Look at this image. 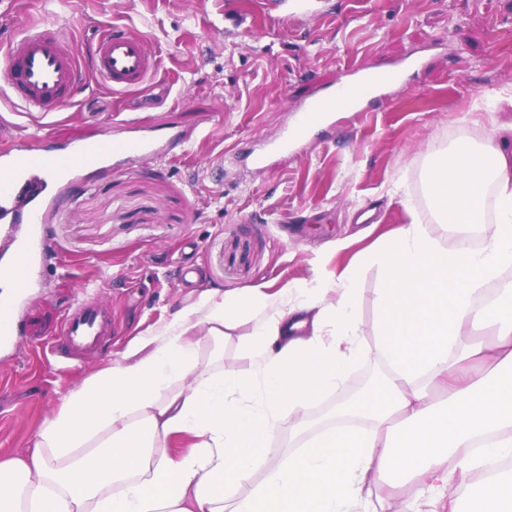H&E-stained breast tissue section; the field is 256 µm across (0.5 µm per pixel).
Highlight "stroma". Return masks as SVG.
<instances>
[{
    "instance_id": "stroma-1",
    "label": "stroma",
    "mask_w": 512,
    "mask_h": 512,
    "mask_svg": "<svg viewBox=\"0 0 512 512\" xmlns=\"http://www.w3.org/2000/svg\"><path fill=\"white\" fill-rule=\"evenodd\" d=\"M46 27L65 30L89 55L106 24L134 28L160 57L143 89L115 93L87 76L76 100L50 113L0 105V145L34 133L71 141L141 118L187 131L182 156L136 162L58 184L46 225L68 261L47 271L17 307L34 336L78 293L112 310V334L72 372L22 341L0 348V459L25 454L46 417L84 379L127 352L148 330L191 309L206 289L276 294L339 273L360 249L353 236L382 235L418 216L433 225L431 155L459 139L483 147L512 108L496 96L512 87V0H326L324 22L284 24L263 0H16ZM425 67L389 89L359 117L341 113L303 152L253 171L226 152L276 135L315 84L339 81L349 63L389 70L407 58ZM224 165L223 181L212 175ZM194 269L184 282L180 267ZM376 268L356 282L365 353L339 395L283 414L271 445L294 452L316 432L337 397L386 377L374 344ZM247 325L225 328L223 344L200 347L201 367L248 376Z\"/></svg>"
}]
</instances>
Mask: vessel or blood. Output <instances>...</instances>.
Returning a JSON list of instances; mask_svg holds the SVG:
<instances>
[{"label":"vessel or blood","mask_w":512,"mask_h":512,"mask_svg":"<svg viewBox=\"0 0 512 512\" xmlns=\"http://www.w3.org/2000/svg\"><path fill=\"white\" fill-rule=\"evenodd\" d=\"M0 56L10 72L0 97L26 112H54L68 104L81 85L84 69H91L112 91L123 92L147 83L158 67V56L145 38L118 24L99 30L87 64L72 41L37 21L23 25ZM346 73L343 83L327 85L304 100L278 138L247 152L250 165L261 170L273 158L302 151L312 129L335 125L340 112H364L368 101L382 100L404 77L400 70L369 72L353 63ZM187 142L182 132L135 120L125 123L122 132L106 131L65 145L27 135L1 147L0 236L10 238L11 248L0 254V276L12 282L16 296L25 295L51 249L44 219L53 178L76 179L85 170L104 172L130 161L171 159ZM19 225L24 228L20 235L15 232ZM111 333L108 312L84 300L63 311L41 346L68 368L81 363L83 353L98 347ZM23 335L13 299L0 300V344L13 345Z\"/></svg>","instance_id":"b4317fda"}]
</instances>
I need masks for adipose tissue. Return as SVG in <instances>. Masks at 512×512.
Here are the masks:
<instances>
[{
	"mask_svg": "<svg viewBox=\"0 0 512 512\" xmlns=\"http://www.w3.org/2000/svg\"><path fill=\"white\" fill-rule=\"evenodd\" d=\"M495 138L487 160L465 139L433 155L428 186L445 235L402 224L360 257L381 279L376 353L388 376L338 404L336 426L272 456L283 410L337 391L362 351L356 270L278 295L206 290L196 302L205 320L181 312L137 338L135 354L66 394L32 452L0 461V512H376L367 483L384 469L434 491L436 512H459L444 489L475 476V512H512V475L482 474L512 458V280L501 277L512 266V125ZM242 321L253 375L201 369L202 336L223 340ZM482 323L495 326L494 342L462 346ZM479 355L498 373L465 368ZM179 435L194 442L170 454ZM262 460L271 466L257 484Z\"/></svg>",
	"mask_w": 512,
	"mask_h": 512,
	"instance_id": "adipose-tissue-1",
	"label": "adipose tissue"
}]
</instances>
